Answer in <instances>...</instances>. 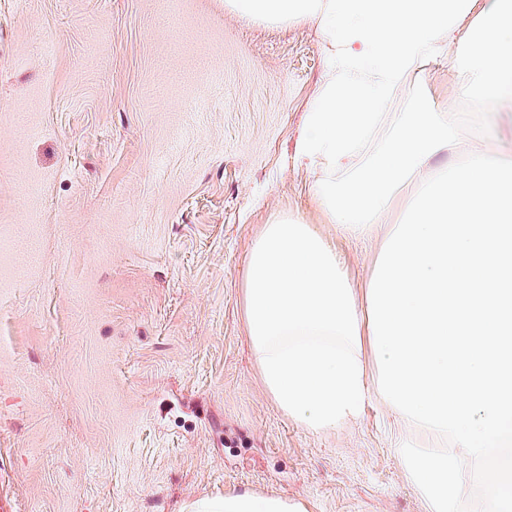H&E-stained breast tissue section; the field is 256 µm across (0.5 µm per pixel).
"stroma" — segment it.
<instances>
[{"label":"stroma","instance_id":"1","mask_svg":"<svg viewBox=\"0 0 512 512\" xmlns=\"http://www.w3.org/2000/svg\"><path fill=\"white\" fill-rule=\"evenodd\" d=\"M317 26L224 0H0V462L21 512H184L250 490L426 512L380 401L309 430L264 390L243 276L264 224L323 222L295 163ZM433 106L447 60L416 73ZM484 139L512 160V100Z\"/></svg>","mask_w":512,"mask_h":512}]
</instances>
